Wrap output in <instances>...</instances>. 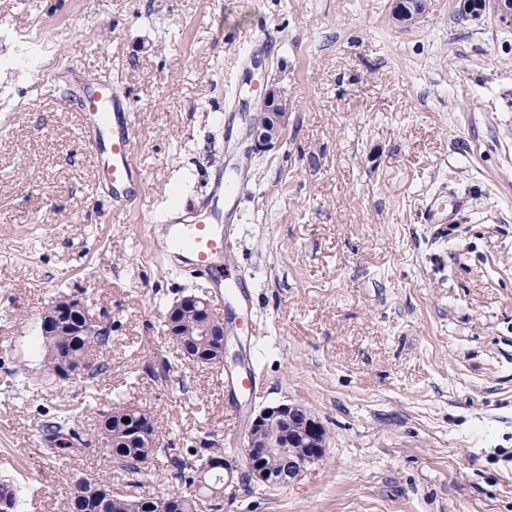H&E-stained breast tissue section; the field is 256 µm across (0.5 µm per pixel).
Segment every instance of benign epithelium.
<instances>
[{"label": "benign epithelium", "instance_id": "1", "mask_svg": "<svg viewBox=\"0 0 512 512\" xmlns=\"http://www.w3.org/2000/svg\"><path fill=\"white\" fill-rule=\"evenodd\" d=\"M427 0H393V14L404 22L417 20L426 10ZM487 0H460V14L477 19L485 11ZM288 96L272 81L263 85L261 106L250 123L245 153L268 151L282 139L290 116ZM191 309L203 319L182 332L196 335L202 343H214L218 355H227L230 327L215 316L210 298L187 294L177 302L172 312ZM93 323L88 308L75 297L63 296L42 316L40 330L48 344L57 336H82ZM57 359L56 376L62 381L82 377L86 361L74 359L57 347L52 348ZM327 433L322 423L302 405L279 402L263 407L251 421L243 457L253 478L265 485L284 486L297 479L305 468L323 458Z\"/></svg>", "mask_w": 512, "mask_h": 512}]
</instances>
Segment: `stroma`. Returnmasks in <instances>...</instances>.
<instances>
[{
	"instance_id": "stroma-1",
	"label": "stroma",
	"mask_w": 512,
	"mask_h": 512,
	"mask_svg": "<svg viewBox=\"0 0 512 512\" xmlns=\"http://www.w3.org/2000/svg\"><path fill=\"white\" fill-rule=\"evenodd\" d=\"M428 0H0V480L16 512H58L70 468L38 432L79 408L148 409L179 447L208 441L235 475L224 512H512V19ZM265 41H256L258 33ZM261 61L293 108L283 139L244 158ZM128 98L145 193L115 209L80 143L70 69ZM244 185L216 316H252L245 365L166 372L164 313L201 279L149 227L189 210L217 169ZM466 203L423 219L439 191ZM112 326L96 404L48 373L38 323L61 295ZM28 386H21V379ZM324 425L322 459L284 487L242 456L262 406ZM427 0H394L393 14L404 22L417 20L426 10Z\"/></svg>"
}]
</instances>
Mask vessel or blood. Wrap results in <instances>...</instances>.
<instances>
[{
  "label": "vessel or blood",
  "mask_w": 512,
  "mask_h": 512,
  "mask_svg": "<svg viewBox=\"0 0 512 512\" xmlns=\"http://www.w3.org/2000/svg\"><path fill=\"white\" fill-rule=\"evenodd\" d=\"M78 103L83 143L100 157L103 182L111 188L115 202L132 205L144 189V180L134 162L131 108L126 98L111 85L102 84L94 91L80 93ZM236 193V188L219 172L207 199L199 206L183 215L166 213L158 219L156 239L164 255L206 277L212 298L219 302L231 287L224 282V261L230 246L222 227L224 215L217 203ZM424 217L430 224L448 223L444 193L429 198Z\"/></svg>",
  "instance_id": "vessel-or-blood-1"
}]
</instances>
